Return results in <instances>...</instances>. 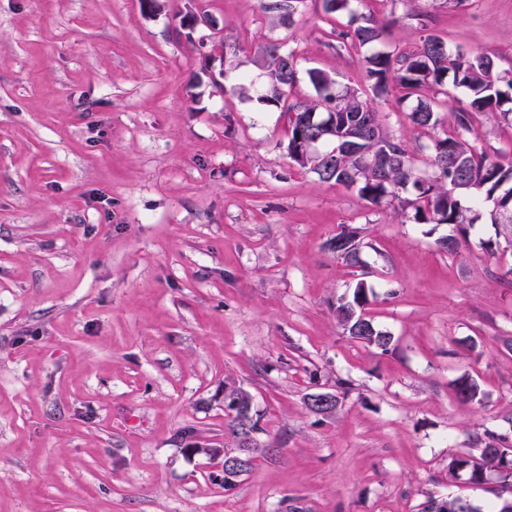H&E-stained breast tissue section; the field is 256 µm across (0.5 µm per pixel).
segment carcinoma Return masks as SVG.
<instances>
[{
	"mask_svg": "<svg viewBox=\"0 0 512 512\" xmlns=\"http://www.w3.org/2000/svg\"><path fill=\"white\" fill-rule=\"evenodd\" d=\"M294 0H272L261 3L266 13L275 14L280 21L293 23ZM352 0H323V11L329 16H345L347 21L336 24L333 33L343 46L364 51L362 66L372 93L379 95L389 84L402 92L401 100L413 101L409 118L414 128L436 130L440 123L438 103L426 98L423 91L442 87L447 80L467 93L468 104L451 113V123L443 135L433 139L426 172L416 167L414 156L403 140L385 127L371 101L362 97L361 90L352 86L336 88L329 73L310 69L308 79L316 95L309 99L287 102L296 87L294 68L298 67L296 53L283 50L275 41L265 45L257 66L265 78L255 100L262 107H282L288 114V155L299 166L308 169L322 182H336L357 191L371 203L391 196L403 207L414 209V219L420 224H453L459 236L438 241L440 248L452 253L467 239L470 229L480 219L479 212L462 205L460 196L466 192L494 202L490 221L512 227V163L502 164L489 159L477 145L472 117L475 112H497L512 119V108L506 89H512V71H501L494 60L482 53L450 52L445 42L435 35L427 36L421 45L405 51H380L385 25L361 18L351 8ZM372 125L373 137L360 136L359 149H344L348 137L360 127ZM411 189V197L400 192ZM358 231L344 228L329 241V249L350 265L359 264ZM358 296L339 301L338 319L351 338L375 345L387 352L391 336L379 331L371 318L359 312ZM457 398L464 404L481 401L480 386L464 380L456 389ZM236 442H241L247 430L257 429V423L247 414L227 416ZM478 456L453 458L448 464V476L465 470L473 484L487 481L491 471L509 478L512 468L502 469L504 461L512 462V443H493L492 438L476 437ZM421 512H480L454 501L448 507L428 499Z\"/></svg>",
	"mask_w": 512,
	"mask_h": 512,
	"instance_id": "carcinoma-1",
	"label": "carcinoma"
}]
</instances>
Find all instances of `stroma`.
I'll use <instances>...</instances> for the list:
<instances>
[{"mask_svg": "<svg viewBox=\"0 0 512 512\" xmlns=\"http://www.w3.org/2000/svg\"><path fill=\"white\" fill-rule=\"evenodd\" d=\"M0 0V512H479L502 478L449 476L492 432L512 437V245L370 203L289 158L286 113L258 108L272 40L300 71L368 89L322 0L292 25L261 0ZM223 44L202 58L178 31ZM379 48L430 34L512 70V0H360ZM397 86L373 98L424 165ZM477 144L512 161V123L475 114ZM359 231L360 263L327 248ZM389 352L336 316L357 282ZM475 381L483 400L460 403ZM252 398L256 461L232 489L205 449H235L224 386ZM338 395L336 413L309 395Z\"/></svg>", "mask_w": 512, "mask_h": 512, "instance_id": "stroma-1", "label": "stroma"}]
</instances>
